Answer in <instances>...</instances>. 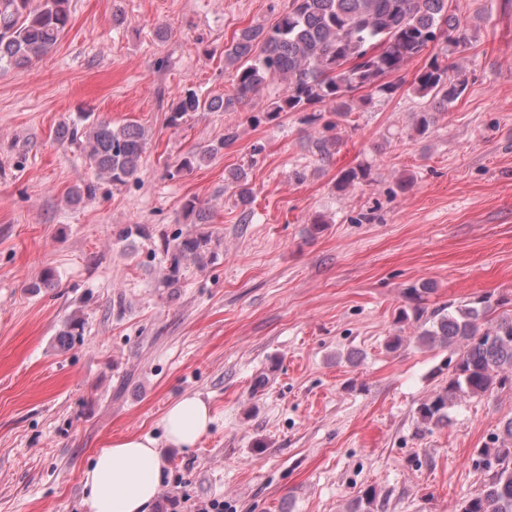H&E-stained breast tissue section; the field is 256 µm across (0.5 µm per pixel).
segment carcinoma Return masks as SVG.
Instances as JSON below:
<instances>
[{
  "mask_svg": "<svg viewBox=\"0 0 512 512\" xmlns=\"http://www.w3.org/2000/svg\"><path fill=\"white\" fill-rule=\"evenodd\" d=\"M70 21V0H0V72L25 68L51 51ZM468 26L452 10L449 0H290L270 27L247 26L234 33L224 47L225 68L233 70L232 93L201 98L181 92L167 117L171 127L195 112H226L246 104L265 85L280 84L281 93L267 111L306 112L318 104L346 116L354 111L355 92L395 94L406 66L431 44L446 45L415 77L413 92L426 103L417 115L415 132L422 136L464 93L467 83L457 48L467 44ZM57 134L75 141L85 138L86 160L97 178L123 186L137 178L147 148L145 129L138 124L119 128L97 121L83 129L61 126ZM237 132L221 142L184 155L176 172L190 170L233 145ZM368 175L365 167L341 171L336 188L344 191ZM228 188L243 207L248 222L251 190L237 174ZM212 233L199 231L178 236L164 245L163 285L179 287L184 268H202L211 255ZM428 289L413 288L412 311L402 310L397 322H422L419 338L430 344L455 345L459 357L448 384L420 404L417 419L424 426L449 420L461 398L482 397L512 385V314L495 315L499 302L485 295L454 308L430 312L421 307ZM477 468L484 472L482 486L462 504L459 512H512V419L493 441L477 450Z\"/></svg>",
  "mask_w": 512,
  "mask_h": 512,
  "instance_id": "cac0c4a2",
  "label": "carcinoma"
}]
</instances>
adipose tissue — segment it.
Masks as SVG:
<instances>
[{"instance_id": "1", "label": "adipose tissue", "mask_w": 512, "mask_h": 512, "mask_svg": "<svg viewBox=\"0 0 512 512\" xmlns=\"http://www.w3.org/2000/svg\"><path fill=\"white\" fill-rule=\"evenodd\" d=\"M212 423L208 403L187 395L166 409L162 438L128 435L109 441L83 473L87 512H152L163 482V447L195 448Z\"/></svg>"}]
</instances>
